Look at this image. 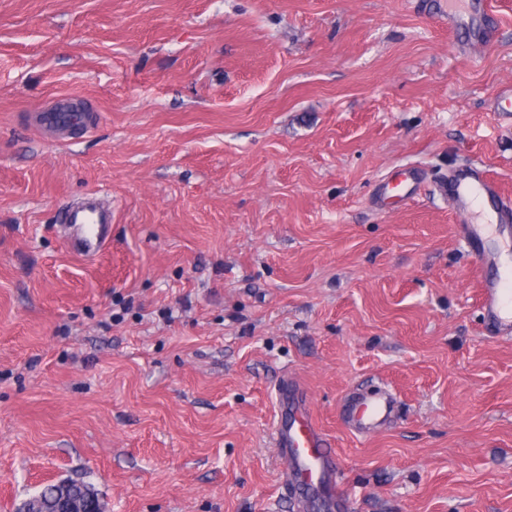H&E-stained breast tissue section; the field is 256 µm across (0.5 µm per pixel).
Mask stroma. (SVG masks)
Masks as SVG:
<instances>
[{
	"mask_svg": "<svg viewBox=\"0 0 512 512\" xmlns=\"http://www.w3.org/2000/svg\"><path fill=\"white\" fill-rule=\"evenodd\" d=\"M0 0V512H298L271 442L292 377L352 512H512V338L439 191L512 200V0ZM69 138L31 123L56 96ZM402 169L420 188L386 202ZM112 203L96 258L61 207ZM389 386L399 419H340ZM482 1L483 0H448V25L455 27L463 13L485 11L484 2ZM470 174L466 176L453 175L448 181L441 183V194L448 197V201L458 214L472 213L476 218V209L486 213L487 208L494 210L496 222L489 224H509L512 220V208L505 205V200L500 196L497 186L487 180L477 166L470 168ZM65 489L69 495L81 502L86 512H94L96 502H100L98 494L83 481L63 480L45 487L39 494L30 498V506L34 511L30 512H55L56 489Z\"/></svg>",
	"mask_w": 512,
	"mask_h": 512,
	"instance_id": "obj_1",
	"label": "stroma"
}]
</instances>
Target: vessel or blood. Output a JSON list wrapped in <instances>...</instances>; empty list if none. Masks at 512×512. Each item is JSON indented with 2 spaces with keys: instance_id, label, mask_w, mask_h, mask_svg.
Masks as SVG:
<instances>
[{
  "instance_id": "b4317fda",
  "label": "vessel or blood",
  "mask_w": 512,
  "mask_h": 512,
  "mask_svg": "<svg viewBox=\"0 0 512 512\" xmlns=\"http://www.w3.org/2000/svg\"><path fill=\"white\" fill-rule=\"evenodd\" d=\"M32 119L40 126L59 129L79 124L80 114L67 103L34 113ZM442 195L448 197L457 213L494 210L500 224L512 222V208L506 206L497 186L487 180L479 168L469 175L449 177L441 184ZM62 218L72 228L71 247L82 255L101 254L110 243L111 207L91 195L79 202L68 203ZM460 236L470 245L482 264L495 263V255L485 251V225H458ZM482 314L486 328L495 336L512 337V269L481 283ZM279 412L273 431V442L286 463L285 486L295 496L335 504L339 496L340 474L336 456L309 407L306 394L291 379H284L279 388ZM397 399L387 388L354 395L341 415L355 434L368 436L386 428L395 415Z\"/></svg>"
}]
</instances>
